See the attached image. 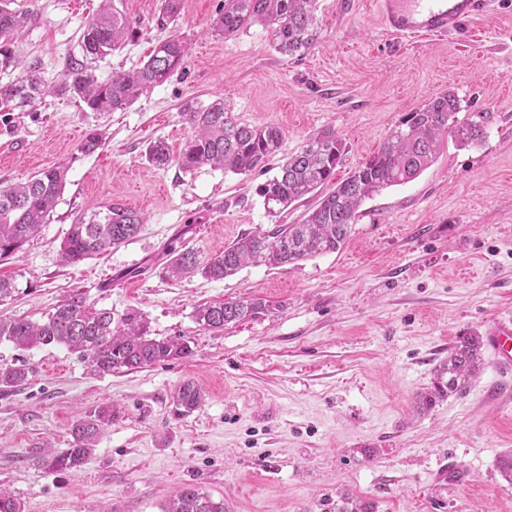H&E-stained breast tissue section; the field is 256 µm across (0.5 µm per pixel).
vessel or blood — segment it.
Wrapping results in <instances>:
<instances>
[{
	"label": "vessel or blood",
	"instance_id": "b4317fda",
	"mask_svg": "<svg viewBox=\"0 0 512 512\" xmlns=\"http://www.w3.org/2000/svg\"><path fill=\"white\" fill-rule=\"evenodd\" d=\"M501 0H375L385 31L400 38H427L459 25ZM485 343L503 377L512 378V315L491 322Z\"/></svg>",
	"mask_w": 512,
	"mask_h": 512
}]
</instances>
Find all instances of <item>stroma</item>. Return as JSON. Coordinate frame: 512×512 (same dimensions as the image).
I'll use <instances>...</instances> for the list:
<instances>
[{
  "mask_svg": "<svg viewBox=\"0 0 512 512\" xmlns=\"http://www.w3.org/2000/svg\"><path fill=\"white\" fill-rule=\"evenodd\" d=\"M102 0H15L40 24L15 45L46 82L82 56L79 37ZM143 33L95 62L98 80L146 60L165 39L161 0H114ZM224 0H182L174 26L189 40L178 70L125 110L93 112L79 99L0 115V184L68 169L58 204L38 236L0 260L19 293L0 315L40 319L71 289L121 317L136 310L150 336H186L194 354L105 376L61 345L0 344V365L28 363V381L0 389V487L24 512H161L192 484L227 512H336L343 495L378 512H512V482L497 468L512 453V388L486 363L467 393L420 415L459 336L484 332L512 312V8L487 9L458 31L398 40L380 28L372 0H318L319 39L279 54L268 29L213 34ZM453 91L459 120H485L482 142L447 151L414 180L366 199L344 246L298 265H247L230 277L181 279L164 272L169 249L201 257L273 224L298 223L306 203L272 216L258 193L267 174L202 167L158 169L144 156L156 139L180 149L188 101L223 97L234 117L284 132L282 154L309 133L335 129L346 146L337 179L373 155L401 119ZM104 135L94 153L79 146ZM120 202L148 222L128 244L65 263L61 242L76 217ZM241 297L269 312L213 332L198 306ZM187 381L204 393L177 414ZM119 416L75 472H47L38 446L70 447L72 424L102 404ZM472 476L448 481L449 464Z\"/></svg>",
  "mask_w": 512,
  "mask_h": 512,
  "instance_id": "35a3bbf8",
  "label": "stroma"
}]
</instances>
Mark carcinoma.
<instances>
[{
    "instance_id": "cac0c4a2",
    "label": "carcinoma",
    "mask_w": 512,
    "mask_h": 512,
    "mask_svg": "<svg viewBox=\"0 0 512 512\" xmlns=\"http://www.w3.org/2000/svg\"><path fill=\"white\" fill-rule=\"evenodd\" d=\"M14 0H0V72L16 73L0 83V112H12L31 105L47 94L80 99L93 112L122 111L148 89L167 81L181 64L187 48L183 34L169 29L182 9V0H163L155 16V26L169 30L147 60L130 70L112 73L100 82L88 61L104 58L136 41L138 23L130 20L104 0L97 15L86 25L80 44L83 60H73L64 78L48 85L34 67H24L15 55L14 42L40 22L33 12L11 8ZM317 0H224V12L214 30L224 37L234 36L260 24L271 29L274 48L293 55L315 45ZM460 101L443 92L410 112L389 133L379 150L366 159L345 180L333 183L336 167L346 150L343 140L331 129L309 134L291 154L277 159L284 133L275 125L251 126L241 123L217 99L203 106L182 105L180 116L193 130L178 153L157 139L147 144L145 158L154 167L178 166L191 173L203 166L236 175L266 171L278 160L277 174L266 181L259 193L268 213L275 215L296 202L316 199L299 224H275L239 237L224 250L206 259L187 246L170 251L165 273L172 278L196 271L213 280L234 275L247 263L267 267L296 265L316 255L331 253L346 242L362 202L380 190L407 183L432 165L448 141L458 147L480 143L484 126L459 121ZM67 167L54 165L38 172L29 181L0 185V258L20 250L29 238L40 233L54 211L66 183ZM146 218L142 213L113 202L70 225L61 243V256L78 264L119 247L138 235ZM262 298H241L215 302L195 310L196 321L206 329L222 331L230 323L254 319L269 311ZM28 350L63 344L79 354L91 372L107 375L116 370L142 369L154 364L193 356L190 340L155 339L148 336L142 317L130 311L112 319L109 309H97L79 289L71 290L40 321L24 317H0V342ZM485 365V344L480 334L466 333L448 351V360L436 371L433 385L416 396L419 412L433 409L451 396L463 395L470 379ZM30 368L0 365V388L24 383ZM202 391L192 382L183 383L173 396L174 405L190 413L203 402ZM116 418L112 406H104L77 420L71 429L72 446L62 451L46 450L35 457L38 467L48 472H67L83 466L105 428ZM0 512H22L20 498L0 487ZM161 512H226L224 500L194 485L176 492ZM337 512H376L369 499L342 498Z\"/></svg>"
}]
</instances>
